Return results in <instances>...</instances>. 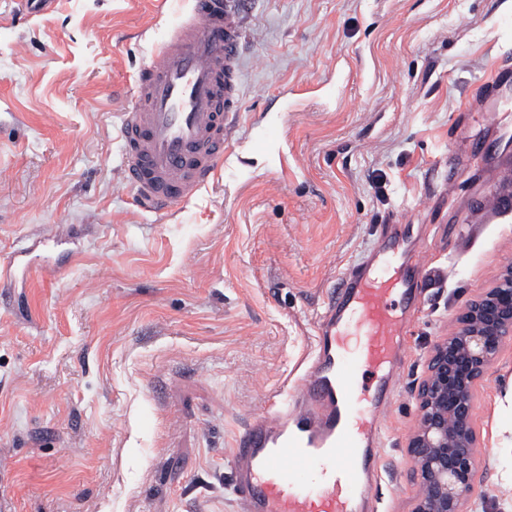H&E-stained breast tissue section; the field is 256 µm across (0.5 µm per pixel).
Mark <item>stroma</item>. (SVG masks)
<instances>
[{
	"label": "stroma",
	"mask_w": 512,
	"mask_h": 512,
	"mask_svg": "<svg viewBox=\"0 0 512 512\" xmlns=\"http://www.w3.org/2000/svg\"><path fill=\"white\" fill-rule=\"evenodd\" d=\"M184 7L0 0V261L81 229L0 294V512H240L226 448L385 224L428 253L378 487L413 512L431 347L512 266V222L477 212L512 163V0H247L234 149L190 203L145 212L119 114ZM509 391L512 339L476 387L474 512H512Z\"/></svg>",
	"instance_id": "stroma-1"
}]
</instances>
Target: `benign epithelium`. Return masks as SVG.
I'll return each mask as SVG.
<instances>
[{
	"label": "benign epithelium",
	"instance_id": "benign-epithelium-1",
	"mask_svg": "<svg viewBox=\"0 0 512 512\" xmlns=\"http://www.w3.org/2000/svg\"><path fill=\"white\" fill-rule=\"evenodd\" d=\"M512 336V266L431 350L419 387V420L408 451L424 486L414 512H470L476 468L475 387Z\"/></svg>",
	"mask_w": 512,
	"mask_h": 512
}]
</instances>
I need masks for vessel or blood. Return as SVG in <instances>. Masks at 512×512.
I'll return each instance as SVG.
<instances>
[{
    "instance_id": "vessel-or-blood-1",
    "label": "vessel or blood",
    "mask_w": 512,
    "mask_h": 512,
    "mask_svg": "<svg viewBox=\"0 0 512 512\" xmlns=\"http://www.w3.org/2000/svg\"><path fill=\"white\" fill-rule=\"evenodd\" d=\"M244 2L187 0L135 74L121 114V178L145 211L190 202L224 163L228 120L241 109ZM483 179L485 214H501L512 165ZM423 268L424 248L412 241L380 244L342 273L301 374L231 445L242 512H373L385 441L379 397L402 363V305Z\"/></svg>"
}]
</instances>
